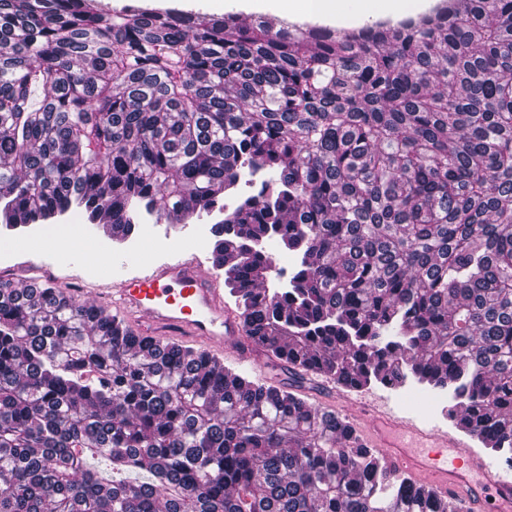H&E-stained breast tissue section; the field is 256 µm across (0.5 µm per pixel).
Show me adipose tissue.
Wrapping results in <instances>:
<instances>
[{"mask_svg":"<svg viewBox=\"0 0 512 512\" xmlns=\"http://www.w3.org/2000/svg\"><path fill=\"white\" fill-rule=\"evenodd\" d=\"M435 0H278L280 11L288 17L338 18L352 12L359 16L400 18L422 13Z\"/></svg>","mask_w":512,"mask_h":512,"instance_id":"obj_1","label":"adipose tissue"}]
</instances>
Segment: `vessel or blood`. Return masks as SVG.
<instances>
[{
  "label": "vessel or blood",
  "instance_id": "1",
  "mask_svg": "<svg viewBox=\"0 0 512 512\" xmlns=\"http://www.w3.org/2000/svg\"><path fill=\"white\" fill-rule=\"evenodd\" d=\"M99 263L117 274L106 304L118 310L132 336L191 341L209 355L231 356L242 365L253 361L258 345L243 315L225 302L217 279L196 256L181 251L132 276L122 273L129 257L103 256ZM352 415L391 466L452 498L457 512H512V481L498 473L494 460L474 457L452 435L411 426L366 400L354 403Z\"/></svg>",
  "mask_w": 512,
  "mask_h": 512
}]
</instances>
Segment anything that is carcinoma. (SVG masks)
<instances>
[{"label":"carcinoma","mask_w":512,"mask_h":512,"mask_svg":"<svg viewBox=\"0 0 512 512\" xmlns=\"http://www.w3.org/2000/svg\"><path fill=\"white\" fill-rule=\"evenodd\" d=\"M144 212L224 215L289 373L448 392L512 463V0L336 30L0 0V231ZM0 512L456 510L336 412L0 280Z\"/></svg>","instance_id":"obj_1"}]
</instances>
